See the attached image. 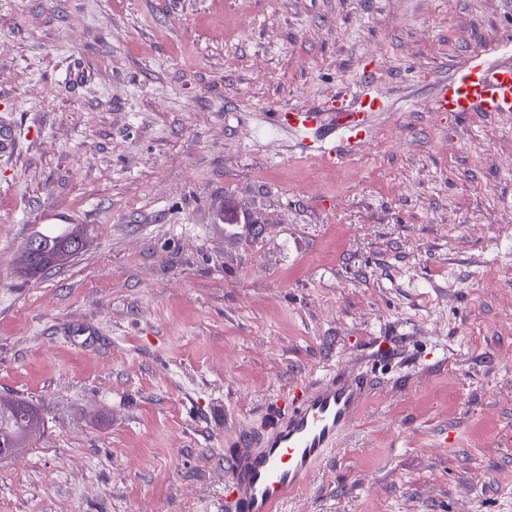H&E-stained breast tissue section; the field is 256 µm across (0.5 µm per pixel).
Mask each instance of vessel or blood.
Segmentation results:
<instances>
[{
  "label": "vessel or blood",
  "mask_w": 512,
  "mask_h": 512,
  "mask_svg": "<svg viewBox=\"0 0 512 512\" xmlns=\"http://www.w3.org/2000/svg\"><path fill=\"white\" fill-rule=\"evenodd\" d=\"M432 101L435 111L451 116L512 112V55L484 49L459 74L437 81ZM387 109L386 97L368 83L355 97L330 98L318 110L274 112L269 120L332 162L363 147L373 134L370 114ZM375 388L366 374L333 369L301 386L290 406L270 408L260 434L238 437L231 445L224 512H280L311 481Z\"/></svg>",
  "instance_id": "vessel-or-blood-1"
}]
</instances>
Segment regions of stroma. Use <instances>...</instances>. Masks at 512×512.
I'll return each mask as SVG.
<instances>
[{
	"label": "stroma",
	"instance_id": "1",
	"mask_svg": "<svg viewBox=\"0 0 512 512\" xmlns=\"http://www.w3.org/2000/svg\"><path fill=\"white\" fill-rule=\"evenodd\" d=\"M488 44L512 0H0V395L42 417L0 512H222L336 366L377 389L281 512H512V112L431 105ZM368 78L358 155L265 123ZM38 237L42 238L44 248L38 254L34 264L27 268L25 273L28 276L41 274L80 253L90 241L91 228L88 224H76L61 235ZM76 237H81L86 245L80 248L76 243Z\"/></svg>",
	"mask_w": 512,
	"mask_h": 512
}]
</instances>
